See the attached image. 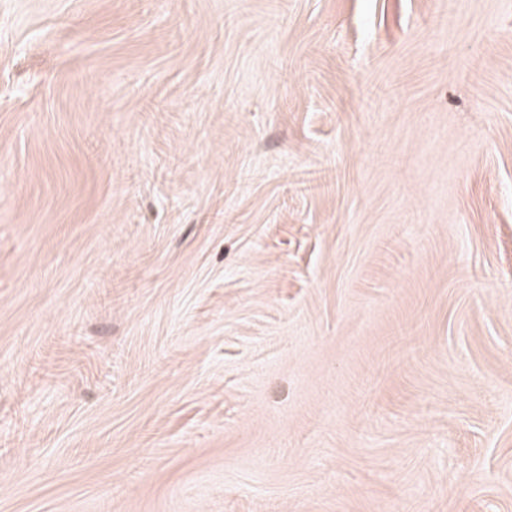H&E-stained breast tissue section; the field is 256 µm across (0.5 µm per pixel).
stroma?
I'll list each match as a JSON object with an SVG mask.
<instances>
[{
	"instance_id": "stroma-1",
	"label": "stroma",
	"mask_w": 512,
	"mask_h": 512,
	"mask_svg": "<svg viewBox=\"0 0 512 512\" xmlns=\"http://www.w3.org/2000/svg\"><path fill=\"white\" fill-rule=\"evenodd\" d=\"M0 512H512V0H0Z\"/></svg>"
}]
</instances>
